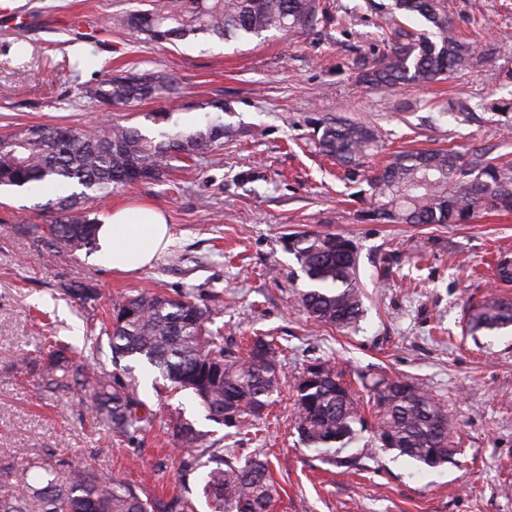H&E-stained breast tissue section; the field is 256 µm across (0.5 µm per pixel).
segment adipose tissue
<instances>
[{
    "mask_svg": "<svg viewBox=\"0 0 512 512\" xmlns=\"http://www.w3.org/2000/svg\"><path fill=\"white\" fill-rule=\"evenodd\" d=\"M170 242V228L160 212L145 207L116 209L101 217L90 260L112 271L139 270L150 267Z\"/></svg>",
    "mask_w": 512,
    "mask_h": 512,
    "instance_id": "adipose-tissue-1",
    "label": "adipose tissue"
}]
</instances>
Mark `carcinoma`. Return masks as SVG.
I'll return each instance as SVG.
<instances>
[{
	"mask_svg": "<svg viewBox=\"0 0 512 512\" xmlns=\"http://www.w3.org/2000/svg\"><path fill=\"white\" fill-rule=\"evenodd\" d=\"M319 0H159L145 11L120 19L145 42L177 45L201 37L226 43L259 38L271 31L300 33L316 18ZM380 8L389 15L385 40L390 54L373 64L361 60L360 80L375 89L401 84L426 86L464 70L476 46L460 38L448 22V0H391ZM421 18L428 29L404 21ZM174 80L162 74L107 75L82 86V95L101 107L129 106L173 94ZM204 116L190 129L174 112L147 114L152 129L118 122L87 129L32 124L0 135V189L45 196L42 207L55 214L49 224L33 225L42 241L71 252L96 247L98 218L89 203L102 201L135 183L164 182L178 163H194L233 137L234 130L210 112H225L218 100L197 104ZM314 143L346 175L376 147L371 127L343 118H316ZM370 203L364 218L380 224H467L479 214L512 211V161L490 158L482 150L468 155L452 149L405 151L368 180ZM294 252L310 286L296 301L314 320L339 328L362 315L359 263L352 241L338 233L300 232ZM65 293L96 300L91 285L69 284ZM99 332H90L77 352L83 365L51 364L49 388L75 384L98 402L100 420L114 433L131 435L149 424L135 406L129 386L99 360L100 337L112 354L147 362L171 387L190 391L209 420L236 429L263 417L281 384L272 341L257 336L246 355L224 349V336L207 323L210 310L189 295L172 298L140 292L111 299ZM512 327V301L486 299L469 310L466 332L498 336ZM376 407L375 436L382 447L424 466L448 462V419L420 385L401 379L370 381ZM296 431L307 448H346L365 428L352 390L329 366L296 386ZM176 447L191 452L205 445L202 431L187 420L173 425ZM31 468L0 475V512H155L130 483L89 470L69 468L49 455ZM203 494L213 512H271L278 490L268 463L257 456L243 461L215 460L203 479Z\"/></svg>",
	"mask_w": 512,
	"mask_h": 512,
	"instance_id": "carcinoma-1",
	"label": "carcinoma"
}]
</instances>
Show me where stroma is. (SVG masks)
Instances as JSON below:
<instances>
[{
	"label": "stroma",
	"instance_id": "obj_1",
	"mask_svg": "<svg viewBox=\"0 0 512 512\" xmlns=\"http://www.w3.org/2000/svg\"><path fill=\"white\" fill-rule=\"evenodd\" d=\"M151 0H0V134L26 124H94L101 109L79 97L94 75L128 69L171 75L192 127L196 105L222 100L220 119L236 134L169 181L113 193L100 212L148 206L161 212L172 243L152 267L127 274L92 266L86 252L46 246L30 231L48 213L33 198L0 194V469L46 455L133 484L169 512L176 499L211 512L201 493L206 466H181L171 427L191 421L225 457L260 456L280 496L273 512H512V334L473 338L469 307L512 299L494 277L512 257V214L471 224L360 221L372 170L406 149L481 147L512 154V0H448L460 30L479 27L473 66L428 88L387 91L357 79L359 59L388 51L372 0H320L300 34L272 32L247 43L201 39L164 49L116 23ZM82 59L79 70L70 61ZM481 103L480 119L447 114L449 102ZM342 116L374 127L384 147L345 177L316 152L308 120ZM335 232L357 249L363 315L352 327L319 325L295 302L307 288L287 239ZM93 284L103 298L148 290L192 293L211 309V328L234 351L243 337H273L281 349L280 392L269 415L239 430L207 420L189 392L155 384L131 358L100 359L130 384L151 423L131 437L93 423L78 387L46 389L50 361L74 362L101 302L66 295ZM327 365L361 389L386 375L422 384L452 426L447 463L419 466L380 448L372 431L340 453L304 448L294 429L295 386Z\"/></svg>",
	"mask_w": 512,
	"mask_h": 512
}]
</instances>
